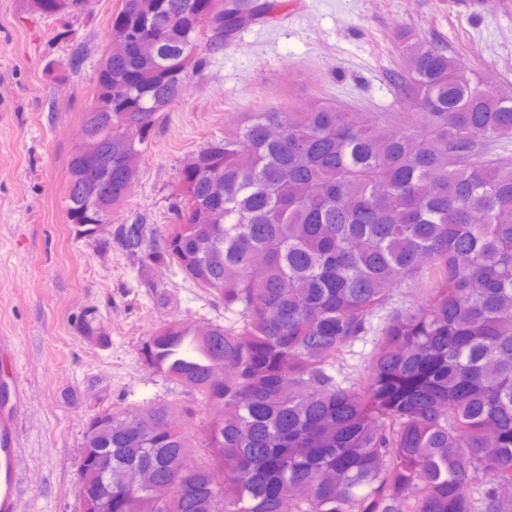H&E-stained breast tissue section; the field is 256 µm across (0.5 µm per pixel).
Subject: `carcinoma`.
Masks as SVG:
<instances>
[{
	"label": "carcinoma",
	"instance_id": "obj_1",
	"mask_svg": "<svg viewBox=\"0 0 512 512\" xmlns=\"http://www.w3.org/2000/svg\"><path fill=\"white\" fill-rule=\"evenodd\" d=\"M92 0H32L54 21ZM275 0H121L110 38L138 55L98 67L82 129L112 148V197L79 191V236L179 269L224 303L228 324L172 320L143 363L193 407L104 408L79 475L93 512H512V94L447 51L400 37L408 121L317 107L252 112L188 157L175 223L114 224L122 158L145 152L188 71ZM126 142L108 139L107 118ZM427 295L414 297L417 286ZM82 333L101 340L95 314ZM371 342L359 355L353 347Z\"/></svg>",
	"mask_w": 512,
	"mask_h": 512
}]
</instances>
